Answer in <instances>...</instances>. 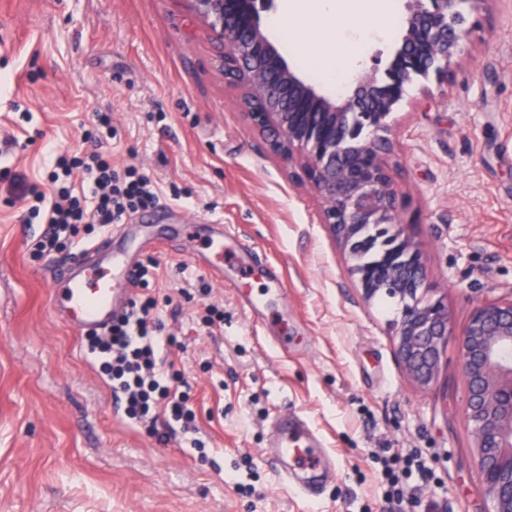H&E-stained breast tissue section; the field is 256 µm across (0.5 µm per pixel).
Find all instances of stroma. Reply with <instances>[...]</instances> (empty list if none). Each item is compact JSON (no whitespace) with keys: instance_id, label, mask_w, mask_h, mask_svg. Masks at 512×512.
<instances>
[{"instance_id":"35a3bbf8","label":"stroma","mask_w":512,"mask_h":512,"mask_svg":"<svg viewBox=\"0 0 512 512\" xmlns=\"http://www.w3.org/2000/svg\"><path fill=\"white\" fill-rule=\"evenodd\" d=\"M357 59L383 73L405 31V0ZM447 82L416 78L390 116L387 157L400 219L422 247L424 298L451 333L436 382L409 381L394 352L399 300H365L349 254L321 221L297 163L274 156L224 82L208 23L190 0H0V512H489L458 341L481 302L512 297V0H480ZM107 114L103 149L136 166L157 204L126 213L146 238L212 220L233 225L225 252L258 247L249 272L216 281L194 264L204 239L148 250L166 374L191 386L196 434L127 420L87 339L49 310L30 214L55 153ZM281 275L271 289L269 267ZM247 293L274 316L256 328ZM222 323L204 322L207 307ZM288 339L279 350L269 336ZM303 413L335 458L315 500L275 475V419ZM200 447H192V439ZM417 458L387 503L383 462Z\"/></svg>"}]
</instances>
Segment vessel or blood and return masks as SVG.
<instances>
[{"label": "vessel or blood", "mask_w": 512, "mask_h": 512, "mask_svg": "<svg viewBox=\"0 0 512 512\" xmlns=\"http://www.w3.org/2000/svg\"><path fill=\"white\" fill-rule=\"evenodd\" d=\"M228 233L224 224H213L207 252L196 259L219 281L225 263L245 262L243 255L225 253ZM135 239L132 227L120 226L118 235H106L51 272L50 306L58 320L88 336L104 333L115 318L129 313L140 266L129 247ZM273 427L270 461L281 482L302 497L316 498L322 482L335 472V459L322 435L297 413L277 418Z\"/></svg>", "instance_id": "1"}]
</instances>
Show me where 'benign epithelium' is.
<instances>
[{
  "mask_svg": "<svg viewBox=\"0 0 512 512\" xmlns=\"http://www.w3.org/2000/svg\"><path fill=\"white\" fill-rule=\"evenodd\" d=\"M191 2L219 28L224 80L241 89L240 107L270 151L300 161L322 201V223L348 249V273L364 299L381 291L408 298L395 353L415 385L430 386L448 343V307L418 300L426 268L419 244L400 226L384 133L414 78L448 80L464 10L480 0H408L405 34L383 77L362 76L337 101L300 80L262 33L259 9L269 0ZM459 353L483 494L491 512H512V299H488L475 308Z\"/></svg>",
  "mask_w": 512,
  "mask_h": 512,
  "instance_id": "benign-epithelium-1",
  "label": "benign epithelium"
}]
</instances>
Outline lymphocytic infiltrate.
<instances>
[{"label": "lymphocytic infiltrate", "mask_w": 512, "mask_h": 512, "mask_svg": "<svg viewBox=\"0 0 512 512\" xmlns=\"http://www.w3.org/2000/svg\"><path fill=\"white\" fill-rule=\"evenodd\" d=\"M92 181L93 207H85L68 183L74 171ZM50 193L34 195V212L44 213L47 230L30 245V255H45L71 248L78 233L120 223L128 210L156 203L157 191L151 180L136 167L124 174L112 169L108 153L99 149L61 151L50 172ZM157 303L148 298L133 303L128 316L120 318L106 334L91 337L88 347L101 359L114 391L120 392L128 419L156 423L160 414L190 425L195 414L186 405L187 397L177 390L181 379L165 375L159 366L164 341L156 316Z\"/></svg>", "instance_id": "lymphocytic-infiltrate-1"}]
</instances>
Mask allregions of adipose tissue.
<instances>
[{"mask_svg":"<svg viewBox=\"0 0 512 512\" xmlns=\"http://www.w3.org/2000/svg\"><path fill=\"white\" fill-rule=\"evenodd\" d=\"M340 14L355 22L346 46L340 50L336 49L334 40L315 37L302 23L309 15L332 21ZM372 16L390 19V0H285L283 17L276 24L275 32L286 51L304 49L324 79L338 87L349 82L352 59L375 35L374 28L367 23Z\"/></svg>","mask_w":512,"mask_h":512,"instance_id":"ef3b65f1","label":"adipose tissue"}]
</instances>
